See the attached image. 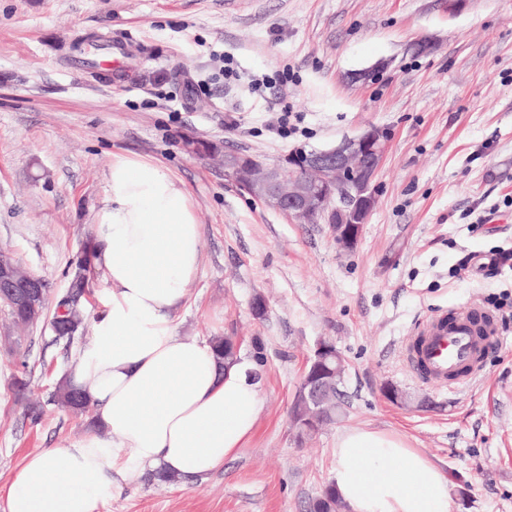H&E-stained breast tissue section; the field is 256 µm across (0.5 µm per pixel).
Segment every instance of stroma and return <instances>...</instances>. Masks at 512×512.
I'll list each match as a JSON object with an SVG mask.
<instances>
[{
	"instance_id": "stroma-1",
	"label": "stroma",
	"mask_w": 512,
	"mask_h": 512,
	"mask_svg": "<svg viewBox=\"0 0 512 512\" xmlns=\"http://www.w3.org/2000/svg\"><path fill=\"white\" fill-rule=\"evenodd\" d=\"M84 36L124 48L123 67L80 66L70 47ZM219 55L236 81L213 80ZM284 75L287 100L248 88ZM204 79L209 94H196ZM285 104L302 121L284 139L273 126ZM370 126L389 140L351 252L327 224L292 223L224 175L225 151L275 165ZM188 138L207 152L188 151ZM117 154L187 189L204 249L178 333L261 355L262 409L205 481L146 471L100 512H306L333 481L337 437L364 428L424 453L450 480L453 512H512V315L497 307L512 299V267L486 264L512 249V0H0V250L45 282L49 304L96 234ZM110 289L92 272L85 328L69 341L46 318L17 329L0 305V512L28 454L94 429L95 409L73 414L53 393ZM469 306L498 328L476 380L416 378L404 358L414 325ZM323 340L345 361L342 413L300 444L295 393ZM387 384L407 404L386 399Z\"/></svg>"
}]
</instances>
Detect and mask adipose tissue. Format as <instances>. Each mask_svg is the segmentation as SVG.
<instances>
[{"instance_id": "ef3b65f1", "label": "adipose tissue", "mask_w": 512, "mask_h": 512, "mask_svg": "<svg viewBox=\"0 0 512 512\" xmlns=\"http://www.w3.org/2000/svg\"><path fill=\"white\" fill-rule=\"evenodd\" d=\"M95 223L93 264L112 293L71 377L98 428L27 455L7 512H99L145 469L206 480L243 447L261 410L254 359L223 365L211 341L177 332L203 253L183 184L151 162L113 156ZM334 454L333 484L349 512H451L447 475L399 435L347 432Z\"/></svg>"}]
</instances>
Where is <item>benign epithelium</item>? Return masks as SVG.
<instances>
[{"label":"benign epithelium","instance_id":"1","mask_svg":"<svg viewBox=\"0 0 512 512\" xmlns=\"http://www.w3.org/2000/svg\"><path fill=\"white\" fill-rule=\"evenodd\" d=\"M388 132L370 126L334 148L292 152L276 166L253 167L239 152L224 153V174L252 197L286 214L296 224L330 225L338 249L351 251L358 245L364 224L376 205L375 178ZM0 299L39 314L48 303L44 282L24 271L9 256L0 255ZM343 358L336 346L317 345L309 369L302 378V395L309 417L297 428V437L323 419L330 410L334 382L343 378Z\"/></svg>","mask_w":512,"mask_h":512}]
</instances>
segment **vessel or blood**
Masks as SVG:
<instances>
[{"instance_id":"1","label":"vessel or blood","mask_w":512,"mask_h":512,"mask_svg":"<svg viewBox=\"0 0 512 512\" xmlns=\"http://www.w3.org/2000/svg\"><path fill=\"white\" fill-rule=\"evenodd\" d=\"M414 336L419 345L408 350L412 369L421 379L437 386L448 385L449 374L461 366L479 371L488 350L487 345L476 338L465 310L420 321Z\"/></svg>"}]
</instances>
